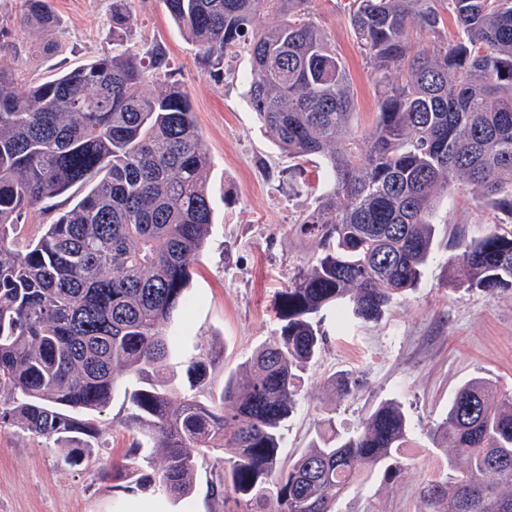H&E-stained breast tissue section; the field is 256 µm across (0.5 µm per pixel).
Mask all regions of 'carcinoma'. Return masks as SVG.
Instances as JSON below:
<instances>
[{"label":"carcinoma","instance_id":"obj_1","mask_svg":"<svg viewBox=\"0 0 512 512\" xmlns=\"http://www.w3.org/2000/svg\"><path fill=\"white\" fill-rule=\"evenodd\" d=\"M312 0H164L174 22L218 69L242 44L247 97L278 146L324 169L314 205L293 230L316 253L281 292L279 332L208 398L211 360L186 370L192 394L164 378L173 312L213 224L210 159L190 98L171 83L159 48L125 49L21 88L0 71V424L53 442L94 437L92 416L125 384V455L150 443L166 464L125 485L189 496L212 460L211 495L235 512H336L362 477L400 469L414 444L401 404L385 400L350 431L324 432L280 457L281 429L301 373L336 328L381 318L420 283L436 237L432 218L450 190L512 211V0H352L349 18L380 87L374 125H352L350 74L314 21ZM19 23L50 32L48 0H20ZM270 5L281 22L250 32ZM459 30L448 45L443 13ZM129 23L112 0V35ZM427 32L416 49L409 30ZM398 73V79L392 74ZM81 193L38 238L27 216L73 188ZM458 288L512 287V233L494 227L458 242ZM363 386L341 371L325 381L341 400ZM447 472L424 483L422 512H512V396L492 381L462 384L435 425ZM232 450L229 457L221 452Z\"/></svg>","mask_w":512,"mask_h":512}]
</instances>
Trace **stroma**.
I'll return each instance as SVG.
<instances>
[{
    "mask_svg": "<svg viewBox=\"0 0 512 512\" xmlns=\"http://www.w3.org/2000/svg\"><path fill=\"white\" fill-rule=\"evenodd\" d=\"M348 0H313L314 19L349 71L355 129L375 121L380 88L361 53ZM58 21L52 53L33 55L44 38L19 27V0H0V69L18 84L52 79L98 56L132 47L143 53L162 46L170 79L189 94L208 149V189L214 223L191 271L188 301L174 311L168 331L170 371L188 392V365L212 357L210 377L221 386L252 351L280 327L281 292L314 253L312 241L292 231L314 204L322 181L318 163L297 164L265 133L244 95L250 72L247 48L224 59L221 69L204 65L187 34L170 19L163 0H128L125 42L112 38V0H49ZM435 254L415 292L397 300L376 321L353 322L337 331L325 322L328 340L304 374L302 392L283 431V459L296 457L335 417L356 426L381 401L397 399L416 428L417 440L399 473L368 477L337 503V512H421L419 488L444 465L429 434L448 410L455 390L468 379H491L512 395V288L487 293L448 285V261L460 239L482 236L490 226L512 230V212L454 193L440 202ZM339 370L362 375L364 389L337 400L324 381ZM127 415L123 390L95 414L89 459L62 461L64 447L0 426V512H231L209 494V470L198 468L190 498L178 500L157 487L127 493L104 474L121 459L132 436L120 423Z\"/></svg>",
    "mask_w": 512,
    "mask_h": 512,
    "instance_id": "obj_1",
    "label": "stroma"
}]
</instances>
